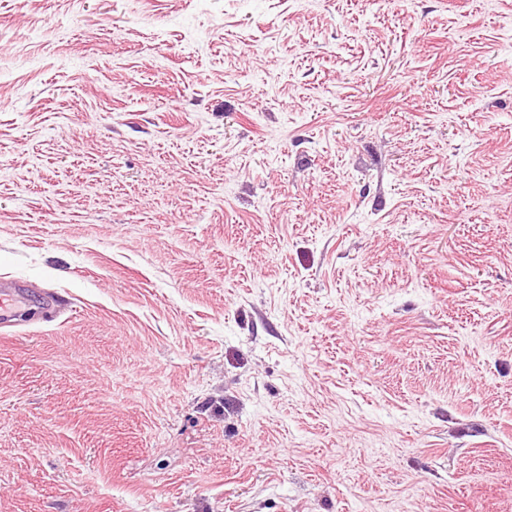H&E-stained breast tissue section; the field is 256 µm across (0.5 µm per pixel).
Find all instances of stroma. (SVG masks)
<instances>
[{"instance_id": "stroma-1", "label": "stroma", "mask_w": 512, "mask_h": 512, "mask_svg": "<svg viewBox=\"0 0 512 512\" xmlns=\"http://www.w3.org/2000/svg\"><path fill=\"white\" fill-rule=\"evenodd\" d=\"M0 512H512V0H0ZM28 297L26 293L16 287L1 286L0 289V324L8 327L12 320L25 313Z\"/></svg>"}]
</instances>
